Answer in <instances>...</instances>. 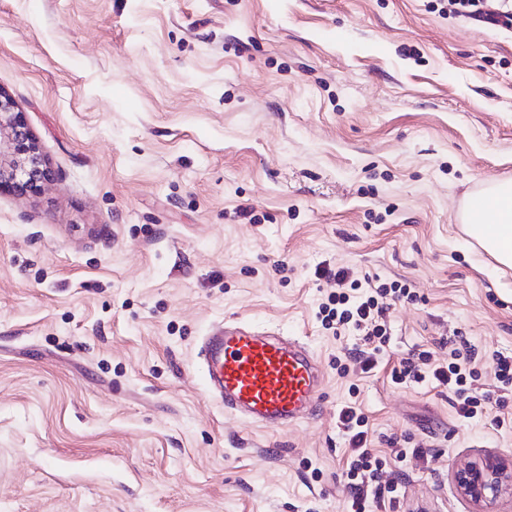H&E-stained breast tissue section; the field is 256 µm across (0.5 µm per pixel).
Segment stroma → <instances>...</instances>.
<instances>
[{
  "label": "stroma",
  "mask_w": 512,
  "mask_h": 512,
  "mask_svg": "<svg viewBox=\"0 0 512 512\" xmlns=\"http://www.w3.org/2000/svg\"><path fill=\"white\" fill-rule=\"evenodd\" d=\"M444 5L0 0V89L52 171L0 191V512H346L352 397L395 512H475L453 473L512 456V391L463 419L392 379L464 339L491 390L512 356V268L463 221L512 180V32ZM323 269L416 296L372 373L336 368L361 340L323 325ZM224 321L308 344L307 420L208 394L197 353Z\"/></svg>",
  "instance_id": "stroma-1"
}]
</instances>
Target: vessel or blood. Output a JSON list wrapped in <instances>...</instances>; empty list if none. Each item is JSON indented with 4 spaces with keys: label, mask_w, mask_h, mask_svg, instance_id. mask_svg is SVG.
Returning <instances> with one entry per match:
<instances>
[{
    "label": "vessel or blood",
    "mask_w": 512,
    "mask_h": 512,
    "mask_svg": "<svg viewBox=\"0 0 512 512\" xmlns=\"http://www.w3.org/2000/svg\"><path fill=\"white\" fill-rule=\"evenodd\" d=\"M207 388L227 410L271 428L309 415L321 375L311 353L295 342L237 324L212 328L201 343Z\"/></svg>",
    "instance_id": "b4317fda"
}]
</instances>
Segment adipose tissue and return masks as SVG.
I'll return each instance as SVG.
<instances>
[{"label": "adipose tissue", "instance_id": "ef3b65f1", "mask_svg": "<svg viewBox=\"0 0 512 512\" xmlns=\"http://www.w3.org/2000/svg\"><path fill=\"white\" fill-rule=\"evenodd\" d=\"M469 234L500 264L512 267V182L489 184L478 204Z\"/></svg>", "mask_w": 512, "mask_h": 512}]
</instances>
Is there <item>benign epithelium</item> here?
<instances>
[{"mask_svg":"<svg viewBox=\"0 0 512 512\" xmlns=\"http://www.w3.org/2000/svg\"><path fill=\"white\" fill-rule=\"evenodd\" d=\"M49 175L48 160L24 113L0 88V187L23 177L36 190ZM454 479L460 493L477 506L475 512H491L497 499L512 491V457L484 456L459 467Z\"/></svg>","mask_w":512,"mask_h":512,"instance_id":"obj_1","label":"benign epithelium"}]
</instances>
